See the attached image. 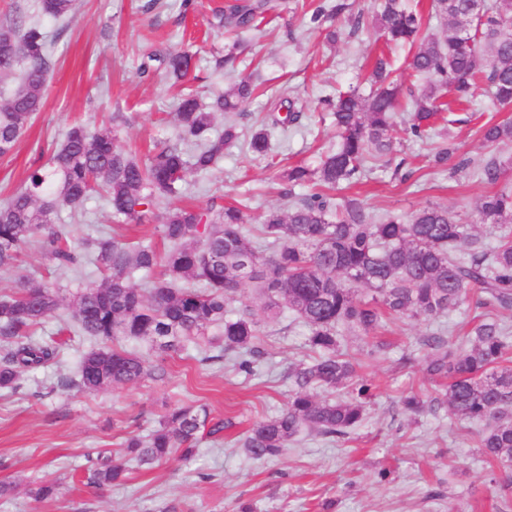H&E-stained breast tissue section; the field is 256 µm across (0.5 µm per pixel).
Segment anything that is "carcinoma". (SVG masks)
Here are the masks:
<instances>
[{
  "instance_id": "1",
  "label": "carcinoma",
  "mask_w": 512,
  "mask_h": 512,
  "mask_svg": "<svg viewBox=\"0 0 512 512\" xmlns=\"http://www.w3.org/2000/svg\"><path fill=\"white\" fill-rule=\"evenodd\" d=\"M346 8L337 2L319 5L310 22L319 24ZM74 10V0H40L41 14L55 20ZM263 13L262 0H236L224 9V27L256 29ZM433 18L440 22L439 34L425 39L421 14L404 0H382L374 22L387 49H414L407 67L424 84L410 94L404 131L420 141L440 135L438 122L456 123L450 102L470 101L482 85L492 105L512 106V0H495L491 8L484 0H431L428 19ZM49 57L50 44L39 22L18 15L0 25V76L25 62L19 85L0 101V157L13 153L41 107ZM161 63L181 80L192 55L171 53ZM391 73L389 56L381 54L373 64L369 93L354 89L322 100L336 130V147L313 167L289 168L285 178L290 185L334 190L358 180L370 160L391 153L400 107ZM255 89L242 80L207 105L193 95L182 98L174 113L178 143L144 160L117 148L116 126L92 131L74 124L51 148L49 165L31 170L0 204V270L10 269L18 252L34 243L62 270L78 268L87 257L102 274L101 281L72 294L70 311L71 330L99 347L86 352L74 374L56 386L95 392L164 377L162 364L118 346L121 340H135L161 358L192 345L202 353V363L227 357L239 371L252 373L262 356L256 346L260 325L249 312L228 313L242 286L252 283L269 313L286 309L307 326L306 346L315 353L311 362L290 371L295 389L286 409L255 423L242 439L249 458L271 459L308 433L344 439L363 420L374 386L356 374L352 359L340 349L343 329L368 335L387 316L439 319L473 296L480 314L466 336L433 333L423 340L432 350L425 372L448 380L444 393L426 401L411 392L401 404L412 413L444 404L456 419L483 425L478 448L496 470L511 474L512 329L502 316L512 313V191L483 196L471 224L433 204L373 222L355 197L338 202L325 193L305 194L288 209L272 208L262 216L259 242L246 229L241 207L169 205L188 174L213 171L224 149L239 139L235 120L225 119L218 134L214 122L219 114L238 112ZM278 123L273 116L253 127L247 152L269 155L271 128ZM481 136L489 147L512 144V121L487 123ZM454 153L453 144L436 143L434 166L446 168ZM506 166L492 154L475 174L496 185ZM94 192L123 223L141 224L165 206L155 230L166 250L160 253L116 236L69 243L65 225L55 223V217L61 206L78 204ZM475 224L491 226L499 238L495 248L483 247L473 233ZM263 246L270 255L263 254ZM158 268L149 288L135 287V274ZM62 302L60 286L36 277L0 295V390L16 393L24 373L58 363L61 343L34 329L55 316ZM227 427L205 404L177 405L149 434L127 438L122 456L87 454V481L98 488L119 486L128 478L130 462L150 469L175 453L190 459L202 439H222ZM58 490V482L45 481L30 495L41 502Z\"/></svg>"
}]
</instances>
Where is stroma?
Returning a JSON list of instances; mask_svg holds the SVG:
<instances>
[{"mask_svg":"<svg viewBox=\"0 0 512 512\" xmlns=\"http://www.w3.org/2000/svg\"><path fill=\"white\" fill-rule=\"evenodd\" d=\"M77 0L68 23L38 15V0H0V24L23 14L40 19L51 42L52 68L42 106L14 152L0 158V202L21 186L31 167L46 164L45 147L60 142L73 122L97 127L115 113L128 125L118 132V146L143 156L155 142L177 141L174 112L181 92L209 98L247 79L260 91L243 106L236 121L249 132L266 117L270 100L291 97L303 105L299 123L272 132L268 157L249 154L234 144L210 175H187L173 197L175 205L207 208L243 204L249 226H258L272 207L287 208L304 188H289L282 173L289 165L314 162L333 148L336 131L322 118L321 97L357 88L368 90L367 77L382 48L370 18L378 0H344L349 15L364 24L352 30L346 17L315 28L299 0H267L268 23L240 34L224 30L226 0H196L184 12L182 0ZM337 30L336 43L326 34ZM187 51L194 56L190 74L176 82L156 71L142 74L144 55ZM235 54L233 70H216V59ZM459 124L450 129L456 158L479 165L489 154L481 139L486 122L512 121V106L491 107L477 96L471 107H458ZM406 112H399L393 151L375 163L349 196L363 201L372 219L405 213L429 203L448 208L462 221L474 217L490 185L435 168L432 145L407 136ZM155 210L144 224L113 223L103 202L89 198L62 207L58 223L70 238L117 236L164 250L155 231L162 220ZM51 274L73 293L98 280L92 264L75 271L54 269L33 246L25 247L13 268L0 271V294L15 291L29 274ZM233 310L250 309L258 319L262 357L254 374L237 371L232 361L201 363L196 350L166 359L164 380L98 392L56 388L71 374L92 341L73 337L57 366L30 371L20 391H0V483L13 487L0 497V512H512V487L504 476L490 478L477 446L478 425L451 417L447 408L417 416L403 412L399 400L410 392L436 394L439 383L423 372L427 347L421 340L437 329L461 328L476 310L467 301L439 320L396 319L367 336L348 334L342 347L356 373L377 390L362 424L349 439L304 437L280 457L248 458L238 441L259 420L279 414L294 390L291 368L308 361L307 327L290 314L267 316L253 285L242 288ZM386 343L384 354L371 357L369 345ZM205 404L213 416L231 420L220 444L202 443L184 460L172 456L151 469H132L122 486L97 489L83 477L89 453L119 454L125 438L148 434L173 405ZM392 472L390 482L377 478ZM60 480L59 496L35 502L29 489Z\"/></svg>","mask_w":512,"mask_h":512,"instance_id":"35a3bbf8","label":"stroma"}]
</instances>
